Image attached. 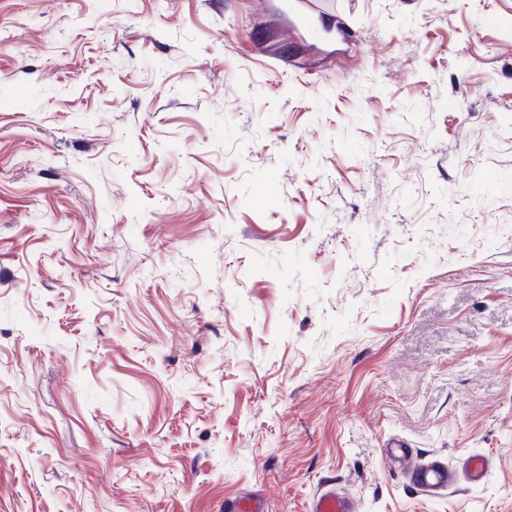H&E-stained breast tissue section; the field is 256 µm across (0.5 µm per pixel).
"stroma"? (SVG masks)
<instances>
[{
  "label": "stroma",
  "instance_id": "1",
  "mask_svg": "<svg viewBox=\"0 0 512 512\" xmlns=\"http://www.w3.org/2000/svg\"><path fill=\"white\" fill-rule=\"evenodd\" d=\"M289 2L0 0V512H512V0ZM386 457L397 460L404 467L412 485L425 492L447 488L455 481V474L439 460L417 461L402 443L393 442L384 449ZM312 512H356V509L336 492L325 490L316 498Z\"/></svg>",
  "mask_w": 512,
  "mask_h": 512
}]
</instances>
